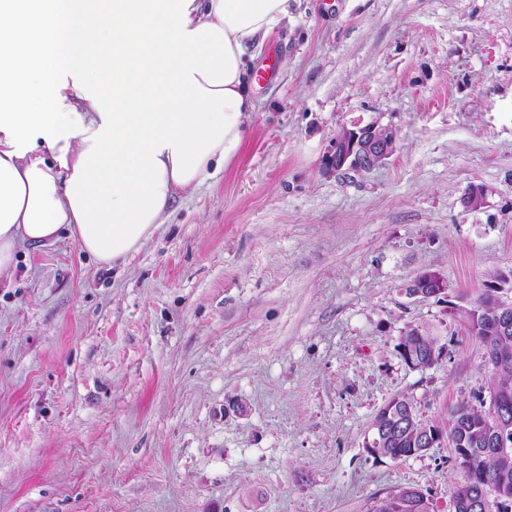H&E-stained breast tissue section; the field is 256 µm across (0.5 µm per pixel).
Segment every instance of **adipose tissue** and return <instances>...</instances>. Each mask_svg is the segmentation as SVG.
Listing matches in <instances>:
<instances>
[{"label": "adipose tissue", "mask_w": 512, "mask_h": 512, "mask_svg": "<svg viewBox=\"0 0 512 512\" xmlns=\"http://www.w3.org/2000/svg\"><path fill=\"white\" fill-rule=\"evenodd\" d=\"M289 0H0V272L22 243L136 252L238 154Z\"/></svg>", "instance_id": "1"}]
</instances>
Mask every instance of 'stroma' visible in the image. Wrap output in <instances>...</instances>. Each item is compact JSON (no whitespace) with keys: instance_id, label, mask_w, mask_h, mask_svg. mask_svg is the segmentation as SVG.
<instances>
[{"instance_id":"1","label":"stroma","mask_w":512,"mask_h":512,"mask_svg":"<svg viewBox=\"0 0 512 512\" xmlns=\"http://www.w3.org/2000/svg\"><path fill=\"white\" fill-rule=\"evenodd\" d=\"M269 63L237 157L137 253L64 238L0 273V512H374L405 487L454 512L448 442L378 457L372 424L398 394L429 425L487 398L464 313L512 269V0H289ZM357 124L394 152L324 173ZM426 271L445 294L409 295ZM399 349L401 357L409 367L410 360L413 363L426 364V367L432 357L436 358L433 340L420 332L413 331L403 336Z\"/></svg>"}]
</instances>
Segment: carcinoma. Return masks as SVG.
<instances>
[{"mask_svg":"<svg viewBox=\"0 0 512 512\" xmlns=\"http://www.w3.org/2000/svg\"><path fill=\"white\" fill-rule=\"evenodd\" d=\"M497 305L498 300L490 288L474 301L466 313V327L484 349L485 365L490 372L489 393L508 396V405L512 408V328L507 331L501 329L496 315ZM399 349L407 364L427 365L436 356L433 340L415 331L403 336ZM389 408L387 404L380 409L373 424L375 431L382 430L386 436L380 455L400 460L425 452L424 444L420 443L418 422L399 426ZM487 417V411L459 403L448 411V435L458 447L469 448L473 441L483 436ZM509 444L508 460H503L501 454L487 453L477 459L475 475L495 489L502 486L512 492V437ZM422 500L423 494L418 489L403 488L380 504L375 512H427Z\"/></svg>","mask_w":512,"mask_h":512,"instance_id":"1","label":"carcinoma"}]
</instances>
